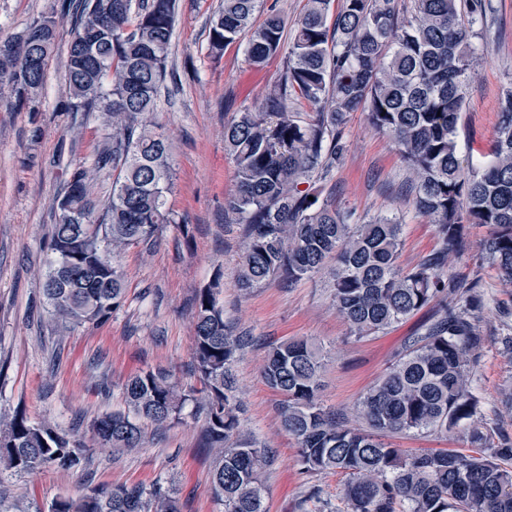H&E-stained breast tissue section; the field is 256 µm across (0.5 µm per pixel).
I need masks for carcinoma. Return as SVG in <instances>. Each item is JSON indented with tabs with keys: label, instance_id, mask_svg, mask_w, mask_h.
Here are the masks:
<instances>
[{
	"label": "carcinoma",
	"instance_id": "carcinoma-1",
	"mask_svg": "<svg viewBox=\"0 0 512 512\" xmlns=\"http://www.w3.org/2000/svg\"><path fill=\"white\" fill-rule=\"evenodd\" d=\"M176 0H80L70 33L66 89L74 112H98L103 147L94 167L112 170V196L94 199L88 170H73L58 198L43 296L54 328L65 332L108 320L125 301L119 255L149 244L175 215L166 207L170 145L149 120L167 75ZM490 0H306L294 22L278 82L257 110L224 125V150L236 188L226 200L244 226L239 288L272 278L295 283L336 260V311L358 339L383 333L430 304L437 316L359 399L363 426L320 400L323 347L291 339L272 347L261 375L283 396L281 425L296 440L308 473L346 476L345 512H512V438L473 421L471 376L485 340L475 312L476 284L448 271L466 250L465 225L488 229L483 260L512 285V91L498 105L490 159L461 158L458 125L475 74ZM265 18L254 24V15ZM286 20L266 0H221L209 22L208 49L244 46L264 64L280 52ZM56 23L33 19L0 41V103L17 108L44 84ZM310 109L301 117L297 107ZM367 110L390 136L412 178L418 213L434 224L437 247L414 266L399 265L403 222L395 215L356 221L321 198L316 178L343 150L350 113ZM305 184L307 188L300 189ZM313 200H308V197ZM219 280L197 292L192 357L203 396L183 390L163 369L140 371L122 391L126 409L93 418L99 447L142 444L146 422L168 425L187 402L204 415L214 453L211 485L221 512H267L261 479L271 451L240 430L233 363L244 347L224 320ZM459 430L472 453L410 455L388 434ZM84 446L49 419L18 412L0 429V468L34 474L85 470ZM48 512H179L174 493L156 487L101 486L54 498Z\"/></svg>",
	"mask_w": 512,
	"mask_h": 512
}]
</instances>
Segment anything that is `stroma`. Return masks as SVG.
Listing matches in <instances>:
<instances>
[{
    "instance_id": "obj_1",
    "label": "stroma",
    "mask_w": 512,
    "mask_h": 512,
    "mask_svg": "<svg viewBox=\"0 0 512 512\" xmlns=\"http://www.w3.org/2000/svg\"><path fill=\"white\" fill-rule=\"evenodd\" d=\"M79 0H0V39L41 15L54 18L57 41L44 86L20 111L0 107V420L16 412L49 417L90 449V475L61 469L36 475L0 473L9 496L0 512H45L51 500L76 483L90 486L139 483L172 487L180 512H219L209 480L213 459L202 437L203 418L187 404L180 422L146 426L141 447L114 452L97 446L91 419L124 410L121 386L136 372L169 370L183 389H200L193 370L195 296L219 280L224 319L249 343L234 372L240 424L274 453L262 481L268 512H343L345 477L307 473L297 445L282 428V397L265 385L261 368L269 348L291 338L321 343L326 352L320 399L352 415L360 396L375 385L403 352L409 337L431 321L428 306L385 333L356 339L337 314L327 288L330 270L290 284L274 279L244 291L238 286L241 225L225 208L234 188V166L224 152V126L237 113L262 103L279 78L282 55L264 66L245 60L241 48L208 51V20L220 0H177L165 87L153 122L171 141L172 184L167 206L177 221L151 245L124 251V306L103 323L58 336L42 293L57 199L71 172L92 165L101 145L96 113L75 112L65 85L66 46ZM482 37L483 62L467 86L459 147L472 163L490 157L503 90L512 89V0H492ZM344 150L321 182L356 218L397 215L403 220L402 267L415 265L436 247L434 227L418 214L405 191L409 171L398 148L375 130L366 112L352 113ZM482 227L467 229L469 248L449 263L451 271L478 283L485 306L480 330L485 345L473 370L477 416L512 436V415L499 402L512 385V286L479 257Z\"/></svg>"
}]
</instances>
